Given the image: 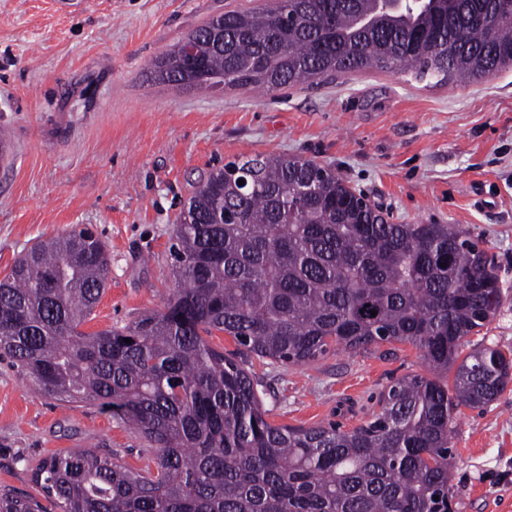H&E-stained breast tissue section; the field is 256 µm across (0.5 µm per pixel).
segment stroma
Listing matches in <instances>:
<instances>
[{
	"mask_svg": "<svg viewBox=\"0 0 512 512\" xmlns=\"http://www.w3.org/2000/svg\"><path fill=\"white\" fill-rule=\"evenodd\" d=\"M275 0H0V279L33 245L86 224L112 261L82 330L161 309L176 283L174 225L193 184L236 158L298 155L336 169L400 224H456L498 268L502 306L465 349L512 350V70L435 83L362 70L266 93L185 90L152 64L186 34ZM268 419L352 429L394 380L424 374L409 343L307 366L251 358ZM455 512H512V384L460 407L450 434ZM106 445L131 469L145 441L96 405L44 397L0 359V491L37 494L33 466Z\"/></svg>",
	"mask_w": 512,
	"mask_h": 512,
	"instance_id": "obj_1",
	"label": "stroma"
}]
</instances>
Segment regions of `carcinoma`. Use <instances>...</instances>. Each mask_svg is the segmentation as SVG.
Segmentation results:
<instances>
[{
  "label": "carcinoma",
  "instance_id": "1",
  "mask_svg": "<svg viewBox=\"0 0 512 512\" xmlns=\"http://www.w3.org/2000/svg\"><path fill=\"white\" fill-rule=\"evenodd\" d=\"M498 6L278 0L188 33L202 68L186 66L180 40L154 73L180 89L275 91L393 68L466 83L512 69L509 7L490 28L475 20ZM175 240L173 293L119 330H80L111 261L86 225L0 280V356L46 397L95 404L148 442L136 470L92 448L43 458L33 481L58 512H447L449 424L512 382L511 350L460 351L502 305L479 243L455 224H394L331 167L280 154L201 180ZM215 332L239 351L214 347ZM379 341L414 345L429 374L396 380L350 431L267 419L246 358L305 366ZM0 512L46 510L3 491Z\"/></svg>",
  "mask_w": 512,
  "mask_h": 512
}]
</instances>
